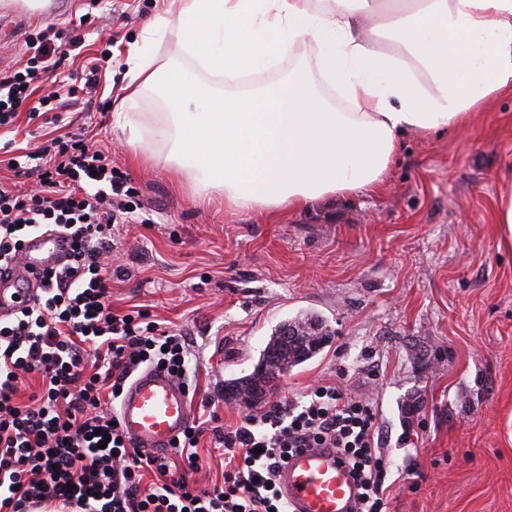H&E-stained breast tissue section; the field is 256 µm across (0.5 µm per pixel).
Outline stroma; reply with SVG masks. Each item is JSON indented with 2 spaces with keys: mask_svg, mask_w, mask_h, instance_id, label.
<instances>
[{
  "mask_svg": "<svg viewBox=\"0 0 512 512\" xmlns=\"http://www.w3.org/2000/svg\"><path fill=\"white\" fill-rule=\"evenodd\" d=\"M167 0H82L63 23L83 39L58 79L109 52L91 107L29 115L17 148L84 132L112 151L139 205L136 224L112 230V307L147 309L192 341L194 415L212 398L223 426L260 411L224 398V382L250 374L272 330L301 313L333 336L275 383L271 399L342 381L379 417L395 484L386 512H512V251L493 211L512 176V92L455 131L407 135L373 191L330 196L300 209L228 210L198 200L165 163H129L113 110L139 113L152 133L167 110L160 88L124 102L125 60ZM157 66H179L212 91L215 76L158 38ZM409 443H399L401 434Z\"/></svg>",
  "mask_w": 512,
  "mask_h": 512,
  "instance_id": "obj_1",
  "label": "stroma"
}]
</instances>
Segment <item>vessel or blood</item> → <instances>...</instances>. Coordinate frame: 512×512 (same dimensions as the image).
Masks as SVG:
<instances>
[{
    "instance_id": "1",
    "label": "vessel or blood",
    "mask_w": 512,
    "mask_h": 512,
    "mask_svg": "<svg viewBox=\"0 0 512 512\" xmlns=\"http://www.w3.org/2000/svg\"><path fill=\"white\" fill-rule=\"evenodd\" d=\"M54 0H0V19L38 25L59 18ZM64 233L29 235L20 260L0 266V319L17 315L40 298L41 276L62 267L70 253ZM124 434L142 452L161 455L190 427L193 398L184 381L167 369L150 366L126 385L117 407ZM279 487L288 512H356L359 489L335 449L304 448L282 465Z\"/></svg>"
}]
</instances>
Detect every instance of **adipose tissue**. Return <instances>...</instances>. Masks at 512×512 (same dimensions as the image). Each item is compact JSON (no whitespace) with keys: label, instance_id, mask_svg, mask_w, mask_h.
<instances>
[{"label":"adipose tissue","instance_id":"1","mask_svg":"<svg viewBox=\"0 0 512 512\" xmlns=\"http://www.w3.org/2000/svg\"><path fill=\"white\" fill-rule=\"evenodd\" d=\"M214 73L250 74L311 40L305 70L246 91L202 95L182 70L154 66L156 32ZM130 97L164 81L172 108L158 158L133 113L112 119L131 160L183 171L199 197L267 212L378 188L410 131L460 129L512 91V0H168L127 57ZM340 88L336 111L317 85Z\"/></svg>","mask_w":512,"mask_h":512}]
</instances>
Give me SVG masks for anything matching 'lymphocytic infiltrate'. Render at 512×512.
<instances>
[{
    "label": "lymphocytic infiltrate",
    "instance_id": "obj_1",
    "mask_svg": "<svg viewBox=\"0 0 512 512\" xmlns=\"http://www.w3.org/2000/svg\"><path fill=\"white\" fill-rule=\"evenodd\" d=\"M60 38L46 27L29 38L25 65L0 76V130L13 129L22 106L57 112L98 87L95 59L87 73L55 81ZM28 158L34 192L21 196L0 182V260L19 259L26 237L46 228L67 233L72 252L65 268L45 274L41 301L0 324V512L53 502L71 512H287L276 475L300 448L336 449L360 487L358 512H385L391 464L379 449L377 414L338 383L214 429L224 477L209 489L185 478L200 467L202 426H190L171 457L133 448L103 401L117 402L147 365L185 377L191 342L146 311L112 309V226L133 207L111 157L74 134ZM31 375L39 388L20 398Z\"/></svg>",
    "mask_w": 512,
    "mask_h": 512
}]
</instances>
